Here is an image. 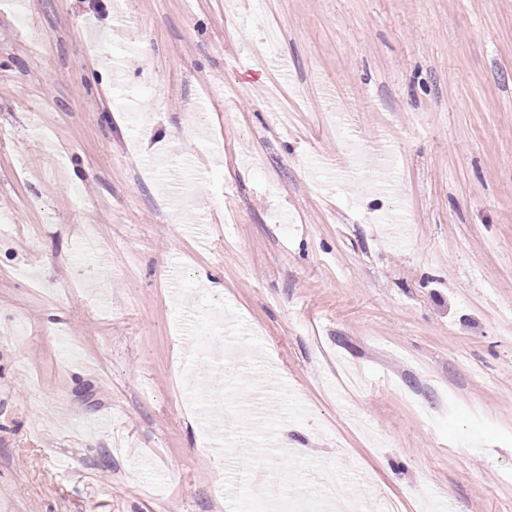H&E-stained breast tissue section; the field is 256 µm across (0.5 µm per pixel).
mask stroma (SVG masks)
I'll return each instance as SVG.
<instances>
[{
	"mask_svg": "<svg viewBox=\"0 0 512 512\" xmlns=\"http://www.w3.org/2000/svg\"><path fill=\"white\" fill-rule=\"evenodd\" d=\"M176 269L310 413L261 456L512 512V0H0V512H230Z\"/></svg>",
	"mask_w": 512,
	"mask_h": 512,
	"instance_id": "1",
	"label": "stroma"
}]
</instances>
